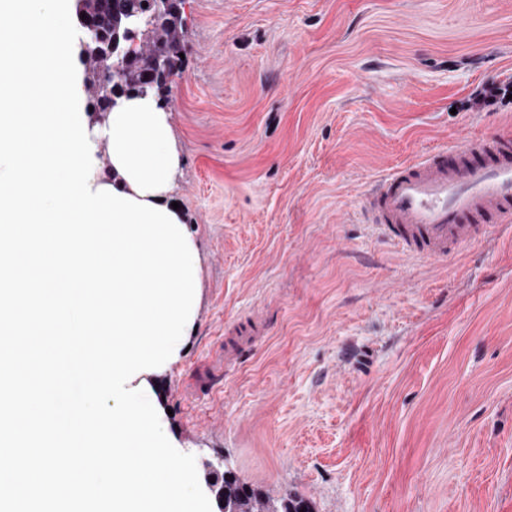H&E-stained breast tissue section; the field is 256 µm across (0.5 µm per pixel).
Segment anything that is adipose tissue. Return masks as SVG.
I'll list each match as a JSON object with an SVG mask.
<instances>
[{"instance_id": "obj_1", "label": "adipose tissue", "mask_w": 512, "mask_h": 512, "mask_svg": "<svg viewBox=\"0 0 512 512\" xmlns=\"http://www.w3.org/2000/svg\"><path fill=\"white\" fill-rule=\"evenodd\" d=\"M99 145L91 187L110 185L140 201L169 203L180 158L167 112L154 96H125L104 121L88 122Z\"/></svg>"}]
</instances>
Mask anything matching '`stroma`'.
<instances>
[{
  "label": "stroma",
  "instance_id": "1",
  "mask_svg": "<svg viewBox=\"0 0 512 512\" xmlns=\"http://www.w3.org/2000/svg\"><path fill=\"white\" fill-rule=\"evenodd\" d=\"M158 95L202 301L159 381L199 463L314 512H512V227L429 264L390 168L512 131V0H183ZM230 347L221 355V347Z\"/></svg>",
  "mask_w": 512,
  "mask_h": 512
}]
</instances>
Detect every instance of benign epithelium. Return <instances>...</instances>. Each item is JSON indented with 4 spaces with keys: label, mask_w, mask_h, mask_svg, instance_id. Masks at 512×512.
<instances>
[{
    "label": "benign epithelium",
    "mask_w": 512,
    "mask_h": 512,
    "mask_svg": "<svg viewBox=\"0 0 512 512\" xmlns=\"http://www.w3.org/2000/svg\"><path fill=\"white\" fill-rule=\"evenodd\" d=\"M104 6L110 19L107 30H102L98 18L83 8L77 11V22L83 55L87 62L97 66L98 81L93 92L107 98L112 108L125 95L121 82L123 68L136 52L147 51L161 26L181 15V0H150L148 11L140 7L139 0H107ZM147 66L137 90L139 95L154 91L159 77L166 72L167 60L152 54ZM206 467L219 512H267L263 508H241L236 500L225 498L224 482L237 481L229 464L219 469L208 462Z\"/></svg>",
    "instance_id": "7a95c632"
}]
</instances>
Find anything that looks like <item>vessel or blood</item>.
Masks as SVG:
<instances>
[{
    "instance_id": "b4317fda",
    "label": "vessel or blood",
    "mask_w": 512,
    "mask_h": 512,
    "mask_svg": "<svg viewBox=\"0 0 512 512\" xmlns=\"http://www.w3.org/2000/svg\"><path fill=\"white\" fill-rule=\"evenodd\" d=\"M363 210L384 239L417 258L463 250L477 229L512 224V133L439 147L391 170Z\"/></svg>"
}]
</instances>
